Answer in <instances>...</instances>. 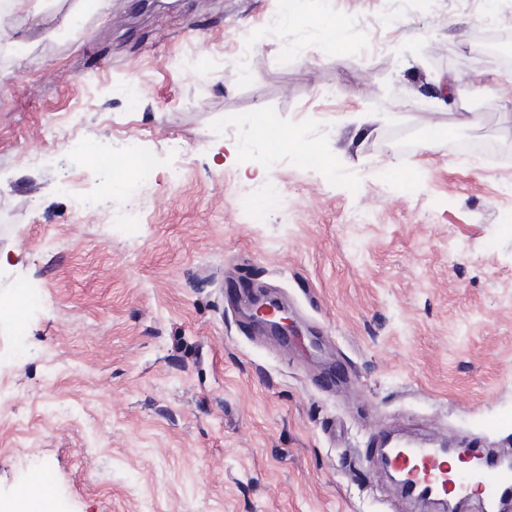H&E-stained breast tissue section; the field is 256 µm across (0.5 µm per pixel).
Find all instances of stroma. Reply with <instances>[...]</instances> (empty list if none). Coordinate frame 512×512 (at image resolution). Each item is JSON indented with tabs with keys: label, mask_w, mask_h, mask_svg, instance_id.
Here are the masks:
<instances>
[{
	"label": "stroma",
	"mask_w": 512,
	"mask_h": 512,
	"mask_svg": "<svg viewBox=\"0 0 512 512\" xmlns=\"http://www.w3.org/2000/svg\"><path fill=\"white\" fill-rule=\"evenodd\" d=\"M66 24L51 12L22 68L0 37V299L19 300L0 315V512L29 493L52 512H437L369 438L512 453V166L483 160L512 159V75L481 40L512 29V0H101ZM260 118L327 169L268 160ZM432 125L453 141L424 144ZM73 133L140 139L145 223L110 222L132 201ZM70 176L99 210L75 212ZM267 182L258 216L240 198ZM232 272L301 340L229 305Z\"/></svg>",
	"instance_id": "obj_1"
}]
</instances>
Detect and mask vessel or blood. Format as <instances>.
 Wrapping results in <instances>:
<instances>
[{
  "instance_id": "obj_1",
  "label": "vessel or blood",
  "mask_w": 512,
  "mask_h": 512,
  "mask_svg": "<svg viewBox=\"0 0 512 512\" xmlns=\"http://www.w3.org/2000/svg\"><path fill=\"white\" fill-rule=\"evenodd\" d=\"M373 448L387 454L393 468L403 478L405 498L442 504L449 498H464L472 489H480L481 512H500L512 500V467L498 462L486 448L456 449L458 467H449L446 452L421 441H393L379 435Z\"/></svg>"
}]
</instances>
